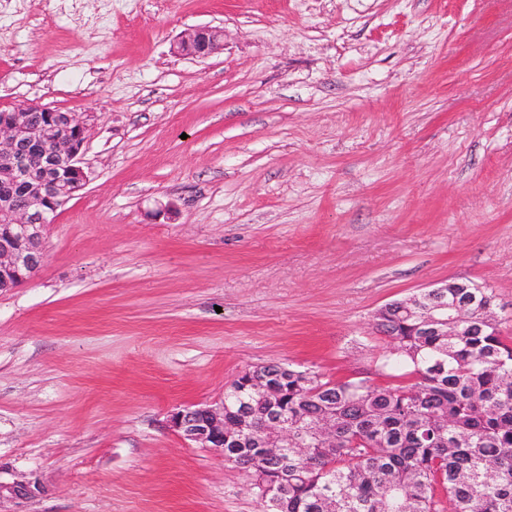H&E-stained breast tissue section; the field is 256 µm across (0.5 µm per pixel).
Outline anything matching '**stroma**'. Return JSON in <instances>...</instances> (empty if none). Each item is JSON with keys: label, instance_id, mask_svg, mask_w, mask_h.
I'll return each instance as SVG.
<instances>
[{"label": "stroma", "instance_id": "1", "mask_svg": "<svg viewBox=\"0 0 512 512\" xmlns=\"http://www.w3.org/2000/svg\"><path fill=\"white\" fill-rule=\"evenodd\" d=\"M224 30L200 60L187 28ZM93 117L89 182L0 294L23 512H260L169 415L245 369L377 378L378 309L491 288L512 336V0H0V109ZM47 491L45 483L36 475L16 479L12 482L0 480V506L3 500L16 504L26 503L45 495Z\"/></svg>", "mask_w": 512, "mask_h": 512}]
</instances>
